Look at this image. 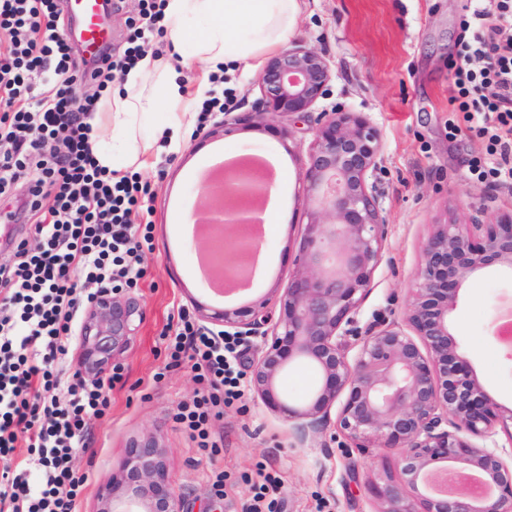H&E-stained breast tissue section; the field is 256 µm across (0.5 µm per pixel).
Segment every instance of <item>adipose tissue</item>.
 Returning <instances> with one entry per match:
<instances>
[{
    "label": "adipose tissue",
    "mask_w": 512,
    "mask_h": 512,
    "mask_svg": "<svg viewBox=\"0 0 512 512\" xmlns=\"http://www.w3.org/2000/svg\"><path fill=\"white\" fill-rule=\"evenodd\" d=\"M299 11V0H165L170 52H146L100 97L89 119L97 163L121 176L143 169L149 151H179L209 89L206 74L257 71L267 55L288 49ZM194 72L202 78L192 90ZM160 109L161 124L154 120Z\"/></svg>",
    "instance_id": "1"
}]
</instances>
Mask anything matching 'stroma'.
<instances>
[{
    "label": "stroma",
    "instance_id": "stroma-1",
    "mask_svg": "<svg viewBox=\"0 0 512 512\" xmlns=\"http://www.w3.org/2000/svg\"><path fill=\"white\" fill-rule=\"evenodd\" d=\"M300 12L291 47L321 53L331 69L327 96L314 112L343 106L367 115L381 137L380 163L371 180L380 194L388 225L383 259L360 314L361 324L402 317L409 290L434 225L448 221L492 224L512 212V191L467 180L468 162L483 156L476 138H452L449 62L458 52L467 0H299ZM140 0H114L108 18L109 51L121 56ZM293 130L290 140L280 131ZM314 120L289 123L272 116L265 128L247 127L213 137L196 128L178 154L149 155L142 182L150 187V242L143 247L144 277L132 287L143 312L136 340L115 360L123 379L109 392L107 417L90 421L84 446L73 451L77 472L88 474L78 512H96L98 492L111 482L112 469L129 444L156 436L165 453L168 477L185 512H242L252 499L259 472L280 483L267 491L274 512H378L380 504L368 481L383 469H395L399 454L385 448L368 453L351 448L337 425L311 434L296 447L287 423L253 393L225 409L212 430L223 438L220 452H202L176 423L180 404L199 388L190 363L168 368L162 332L179 309L195 312L198 304L214 308L241 306L284 290L295 267L309 212L300 199L301 176L315 141ZM231 156L280 160L290 177L284 185L283 211L264 248L266 274L247 294L224 300L194 276V250L181 240L175 211L198 196L200 173L214 148ZM512 299V275L489 270L461 288L452 314L461 354L486 389L504 406H512V360L490 331L494 306ZM224 472L223 490L213 475Z\"/></svg>",
    "mask_w": 512,
    "mask_h": 512
}]
</instances>
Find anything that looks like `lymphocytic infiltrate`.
Instances as JSON below:
<instances>
[{"mask_svg":"<svg viewBox=\"0 0 512 512\" xmlns=\"http://www.w3.org/2000/svg\"><path fill=\"white\" fill-rule=\"evenodd\" d=\"M146 25L135 28L123 58L101 56L92 77L106 83L114 70L133 68L145 31L162 33L164 0H140ZM58 0H0V194L38 156L40 178L28 190L36 223L22 226L11 246L16 262L0 267V512H77L86 476L72 466L74 448L92 419L106 417L105 384L54 374L66 363L75 317L87 302L84 284L132 286L144 275L139 229L150 209L138 177L112 179L92 156V109L75 88L71 46L51 24ZM461 48L450 63V136L484 140L470 179L512 189V0H470ZM53 70L55 83L38 109L25 93L30 76ZM55 189L42 207L43 185ZM38 238L37 250L27 247ZM169 365L191 362L200 388L180 406L177 423L200 450L217 452L211 430L243 396L238 340L196 328L186 311L163 333ZM38 474V485L29 477Z\"/></svg>","mask_w":512,"mask_h":512,"instance_id":"f902f5d3","label":"lymphocytic infiltrate"}]
</instances>
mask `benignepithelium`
Returning a JSON list of instances; mask_svg holds the SVG:
<instances>
[{
	"label": "benign epithelium",
	"instance_id": "benign-epithelium-1",
	"mask_svg": "<svg viewBox=\"0 0 512 512\" xmlns=\"http://www.w3.org/2000/svg\"><path fill=\"white\" fill-rule=\"evenodd\" d=\"M330 81L326 59L295 48L271 57L260 77L252 127L268 117H309ZM381 153L378 129L365 115L335 108L319 113L316 139L302 175L310 209L296 270L277 297L279 315L268 320L262 305L198 308L202 321L221 334L258 336L250 372L255 396L291 425L296 444L331 421L354 447L400 451L397 470L369 483L379 512H512V408L482 385L449 324L459 291L472 276L502 267L512 272V214L475 224L479 242L464 224H437L423 250L405 316L361 329L356 315L369 293L388 237V224L369 185ZM247 169L209 179L222 205L203 210L200 223L223 227L233 247L215 263L235 277L246 274L249 245L223 221L255 211L259 191L243 183ZM142 311L131 295L104 289L79 330L82 354L119 357L138 335ZM296 363L320 380L300 402L279 390L281 374ZM503 432L506 442L497 439ZM454 477L445 491L435 475ZM98 512H183L162 452L153 440L130 443L100 492Z\"/></svg>",
	"mask_w": 512,
	"mask_h": 512
}]
</instances>
